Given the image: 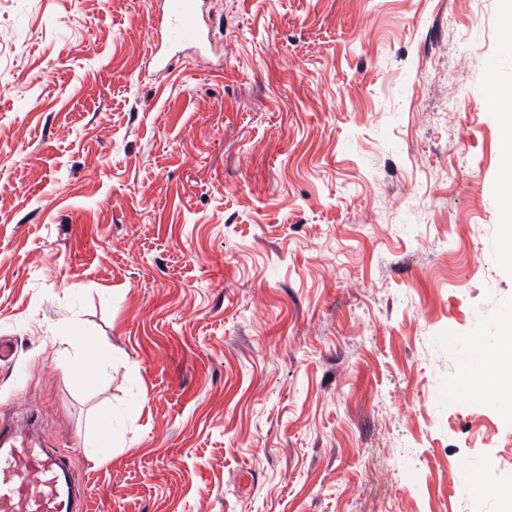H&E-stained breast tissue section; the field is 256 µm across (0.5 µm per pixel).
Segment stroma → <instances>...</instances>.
<instances>
[{
    "label": "stroma",
    "mask_w": 512,
    "mask_h": 512,
    "mask_svg": "<svg viewBox=\"0 0 512 512\" xmlns=\"http://www.w3.org/2000/svg\"><path fill=\"white\" fill-rule=\"evenodd\" d=\"M159 7L0 0V422L89 512H497L455 473L512 488V418L452 388L512 310L506 0H216L172 73ZM72 343L76 349L87 359L97 360L100 365L112 362V352L105 356H100L97 340L95 336L80 332L72 337Z\"/></svg>",
    "instance_id": "obj_1"
}]
</instances>
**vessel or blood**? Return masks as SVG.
I'll list each match as a JSON object with an SVG mask.
<instances>
[{"label": "vessel or blood", "mask_w": 512, "mask_h": 512, "mask_svg": "<svg viewBox=\"0 0 512 512\" xmlns=\"http://www.w3.org/2000/svg\"><path fill=\"white\" fill-rule=\"evenodd\" d=\"M219 22L213 0H163L149 61L170 70L184 48L211 44ZM87 492L70 479L65 458L43 448L26 427L0 425V512H86Z\"/></svg>", "instance_id": "b4317fda"}]
</instances>
